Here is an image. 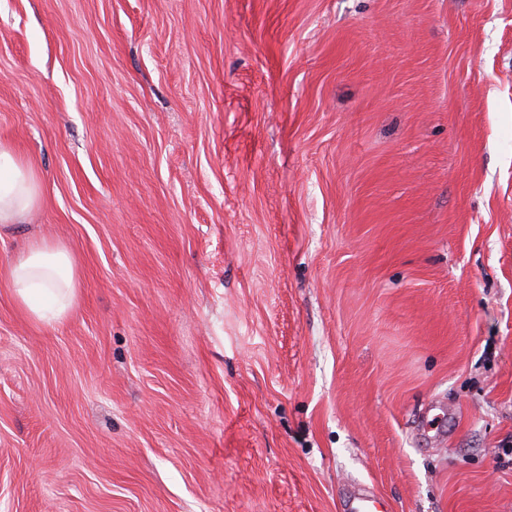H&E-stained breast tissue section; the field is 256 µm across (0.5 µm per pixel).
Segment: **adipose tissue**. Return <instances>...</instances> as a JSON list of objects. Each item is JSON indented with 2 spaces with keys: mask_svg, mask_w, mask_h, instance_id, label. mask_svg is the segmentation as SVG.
I'll use <instances>...</instances> for the list:
<instances>
[{
  "mask_svg": "<svg viewBox=\"0 0 512 512\" xmlns=\"http://www.w3.org/2000/svg\"><path fill=\"white\" fill-rule=\"evenodd\" d=\"M40 204L41 185L33 165L0 145V226L26 222ZM0 281L30 319L48 326L69 312L78 288L72 255L45 237L29 239L0 270Z\"/></svg>",
  "mask_w": 512,
  "mask_h": 512,
  "instance_id": "1",
  "label": "adipose tissue"
}]
</instances>
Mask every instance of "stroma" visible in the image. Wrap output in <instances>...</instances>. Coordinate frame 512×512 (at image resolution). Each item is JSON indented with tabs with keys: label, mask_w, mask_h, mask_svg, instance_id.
Listing matches in <instances>:
<instances>
[{
	"label": "stroma",
	"mask_w": 512,
	"mask_h": 512,
	"mask_svg": "<svg viewBox=\"0 0 512 512\" xmlns=\"http://www.w3.org/2000/svg\"><path fill=\"white\" fill-rule=\"evenodd\" d=\"M0 512H512V0H0ZM40 204L37 171L10 147L0 144V228L24 224ZM1 280L30 319L48 326L69 312L78 288L72 255L45 237L29 239Z\"/></svg>",
	"instance_id": "stroma-1"
}]
</instances>
